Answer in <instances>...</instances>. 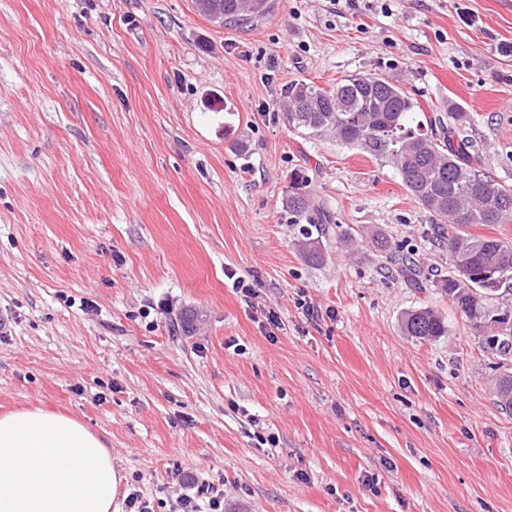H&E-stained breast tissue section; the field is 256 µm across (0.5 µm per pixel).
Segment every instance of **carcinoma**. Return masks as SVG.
I'll return each mask as SVG.
<instances>
[{
    "label": "carcinoma",
    "mask_w": 512,
    "mask_h": 512,
    "mask_svg": "<svg viewBox=\"0 0 512 512\" xmlns=\"http://www.w3.org/2000/svg\"><path fill=\"white\" fill-rule=\"evenodd\" d=\"M210 6L223 14L226 27L245 28L266 15L258 0H210ZM285 102L284 116L293 131L333 137L392 164L415 201L439 220L432 240L448 250L451 271L430 277L431 283L473 328L488 333L490 348L511 353L512 313L494 312L485 300L512 294V243L478 237L466 228L512 221V188L480 170L478 149L464 132L470 115L451 113L453 123L439 134L440 117L419 119L422 109L397 82L369 73L349 75L329 91L296 80L288 84ZM285 206L298 219L314 209L310 181L301 169L290 175ZM315 227L301 229L302 253L313 264L322 259ZM401 327L420 341L448 334L445 319L428 307L405 313ZM496 391L502 406L511 410V374L498 380Z\"/></svg>",
    "instance_id": "cac0c4a2"
}]
</instances>
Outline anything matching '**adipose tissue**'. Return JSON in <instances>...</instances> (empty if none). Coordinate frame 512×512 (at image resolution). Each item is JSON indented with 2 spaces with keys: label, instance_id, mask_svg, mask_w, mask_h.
<instances>
[{
  "label": "adipose tissue",
  "instance_id": "obj_1",
  "mask_svg": "<svg viewBox=\"0 0 512 512\" xmlns=\"http://www.w3.org/2000/svg\"><path fill=\"white\" fill-rule=\"evenodd\" d=\"M121 481L79 419L40 407L0 416V512H112Z\"/></svg>",
  "mask_w": 512,
  "mask_h": 512
}]
</instances>
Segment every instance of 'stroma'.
Returning <instances> with one entry per match:
<instances>
[{
	"label": "stroma",
	"mask_w": 512,
	"mask_h": 512,
	"mask_svg": "<svg viewBox=\"0 0 512 512\" xmlns=\"http://www.w3.org/2000/svg\"><path fill=\"white\" fill-rule=\"evenodd\" d=\"M508 44L512 0H274L244 29L195 0H0V414L100 434L112 512L134 491L177 512L188 472L224 512H512V357L371 243L448 270L433 215L282 108L297 79H393L425 113L469 112L512 186ZM297 169L333 217L317 264L283 205ZM424 307L447 336L402 332Z\"/></svg>",
	"instance_id": "stroma-1"
}]
</instances>
